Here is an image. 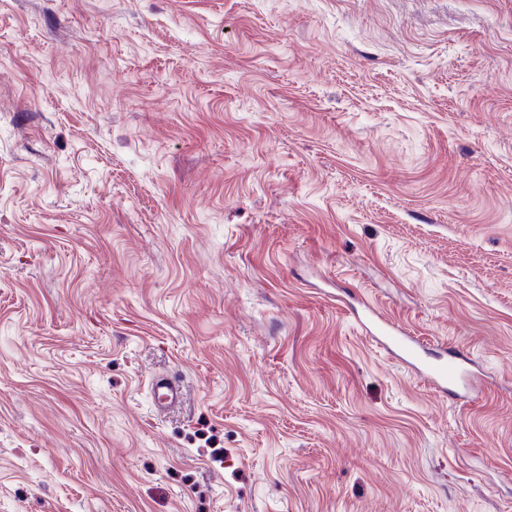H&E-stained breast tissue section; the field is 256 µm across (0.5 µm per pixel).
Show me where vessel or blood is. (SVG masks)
Instances as JSON below:
<instances>
[{
	"label": "vessel or blood",
	"mask_w": 512,
	"mask_h": 512,
	"mask_svg": "<svg viewBox=\"0 0 512 512\" xmlns=\"http://www.w3.org/2000/svg\"><path fill=\"white\" fill-rule=\"evenodd\" d=\"M363 324L369 335L396 349L405 364L443 395L457 396L461 388L470 385L472 375L468 359L463 354L445 348L436 354L428 353L422 343L373 312L365 316ZM151 391L154 408L158 411L181 402L185 396L181 379L176 375L153 377Z\"/></svg>",
	"instance_id": "vessel-or-blood-1"
}]
</instances>
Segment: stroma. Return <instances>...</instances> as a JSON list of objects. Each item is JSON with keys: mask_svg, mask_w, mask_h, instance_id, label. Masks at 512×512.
I'll return each instance as SVG.
<instances>
[{"mask_svg": "<svg viewBox=\"0 0 512 512\" xmlns=\"http://www.w3.org/2000/svg\"><path fill=\"white\" fill-rule=\"evenodd\" d=\"M0 512H512V0H0ZM358 319L367 329V333L377 341L397 351L400 359L439 392L448 397H456L458 390L466 388L472 380L469 362L466 356L448 348L437 354L425 351L424 345L408 336L401 328L383 319L375 312ZM364 319V320H363ZM151 391L154 408L157 412L169 405L181 402L185 396L181 378L177 375L169 378L160 376L151 378Z\"/></svg>", "mask_w": 512, "mask_h": 512, "instance_id": "1", "label": "stroma"}]
</instances>
